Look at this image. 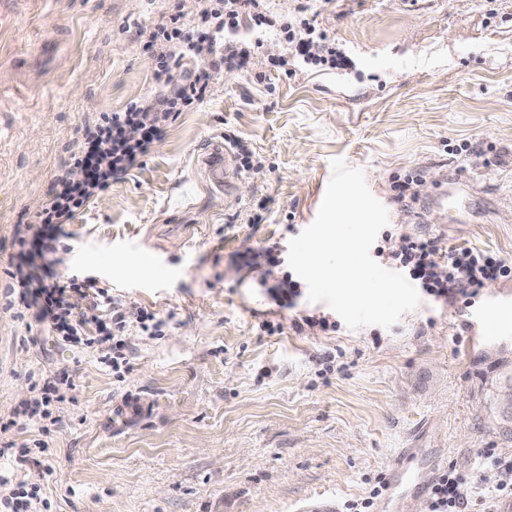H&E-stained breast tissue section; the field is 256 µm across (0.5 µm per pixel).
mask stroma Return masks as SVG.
I'll return each instance as SVG.
<instances>
[{"label": "stroma", "mask_w": 512, "mask_h": 512, "mask_svg": "<svg viewBox=\"0 0 512 512\" xmlns=\"http://www.w3.org/2000/svg\"><path fill=\"white\" fill-rule=\"evenodd\" d=\"M197 5L0 0V420L29 398L34 371L67 378L76 398L47 453L33 449L35 423L1 433L32 452L0 458V474L40 489L42 512H326L366 495L401 448L434 449L479 482L478 449L512 455L476 375L483 350L512 346V321L497 317L512 282L471 306L425 298L392 327L324 333L280 313L241 255L312 224L339 158L363 170L392 239L418 214L392 201L389 180L418 168L420 198L445 188L460 202L426 227L442 247L512 259V0H315L350 69L288 75L260 51L249 71L216 73L142 165L64 227L63 275L96 277L162 323L157 336L126 331L123 374L9 305L15 242L78 129L157 95L145 33ZM460 141L497 155L472 165L448 150ZM214 144L242 145L263 173L235 161L230 186H214L201 163ZM267 321L281 331L264 333Z\"/></svg>", "instance_id": "obj_1"}]
</instances>
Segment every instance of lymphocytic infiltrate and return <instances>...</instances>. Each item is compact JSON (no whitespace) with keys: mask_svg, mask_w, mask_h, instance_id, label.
<instances>
[{"mask_svg":"<svg viewBox=\"0 0 512 512\" xmlns=\"http://www.w3.org/2000/svg\"><path fill=\"white\" fill-rule=\"evenodd\" d=\"M311 10L310 0H300L295 17L279 21L267 12L265 0H199L193 20L177 13L150 31L149 41L165 45L154 71L160 94L130 102L119 112L99 113L81 128L76 150L52 182L49 202L17 240L9 276L18 286L19 304L32 311L47 332L99 348L103 364L113 372L126 368L122 336L129 327L146 326L152 316L121 307L95 278L59 274L55 256L63 225L73 223L114 179L143 163L172 121L203 101L213 73L246 69L262 47L272 65L283 70L298 63L323 69L347 66L343 51L315 25ZM245 23L275 29L274 43L239 36ZM181 67L185 75L174 78ZM386 259L438 303L457 297L468 302L488 283L512 280L511 259L470 248L446 250L423 231L401 235ZM476 462L488 473V481L473 486L466 474L448 466L427 492V512H470L472 502L493 507L512 498V456L482 448Z\"/></svg>","mask_w":512,"mask_h":512,"instance_id":"f902f5d3","label":"lymphocytic infiltrate"}]
</instances>
